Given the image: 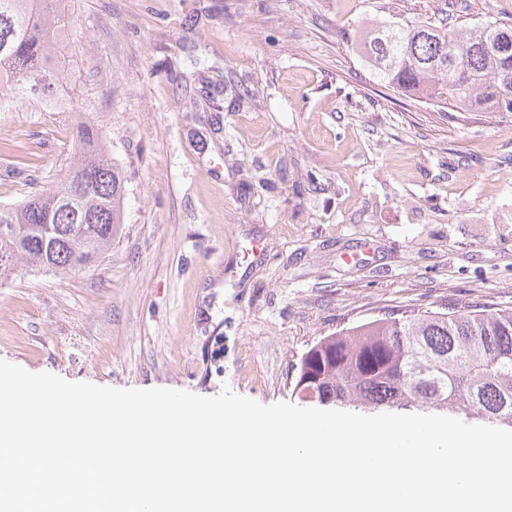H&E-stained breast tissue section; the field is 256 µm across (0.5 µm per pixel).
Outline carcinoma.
Here are the masks:
<instances>
[{
  "instance_id": "cac0c4a2",
  "label": "carcinoma",
  "mask_w": 512,
  "mask_h": 512,
  "mask_svg": "<svg viewBox=\"0 0 512 512\" xmlns=\"http://www.w3.org/2000/svg\"><path fill=\"white\" fill-rule=\"evenodd\" d=\"M70 0H0V89L42 108L68 107L71 69L58 57L78 33ZM489 18L469 30L416 21L364 34L381 82L457 112H512V55ZM77 159L56 181L0 205V281L22 265L57 275L94 265L122 232L124 176L89 121L76 124ZM365 412L414 407L512 429V309L463 307L386 316L325 336L302 356L293 393Z\"/></svg>"
}]
</instances>
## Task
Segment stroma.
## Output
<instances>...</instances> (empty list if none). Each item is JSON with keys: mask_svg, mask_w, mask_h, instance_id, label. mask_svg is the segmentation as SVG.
Here are the masks:
<instances>
[{"mask_svg": "<svg viewBox=\"0 0 512 512\" xmlns=\"http://www.w3.org/2000/svg\"><path fill=\"white\" fill-rule=\"evenodd\" d=\"M74 112L10 99L0 204L59 179L77 120L126 177L89 270L0 283V360L71 382L294 402L320 338L512 308V114L378 83L379 22L512 19V0H77ZM260 246L253 265L245 249ZM369 248L349 264L345 255Z\"/></svg>", "mask_w": 512, "mask_h": 512, "instance_id": "stroma-1", "label": "stroma"}]
</instances>
